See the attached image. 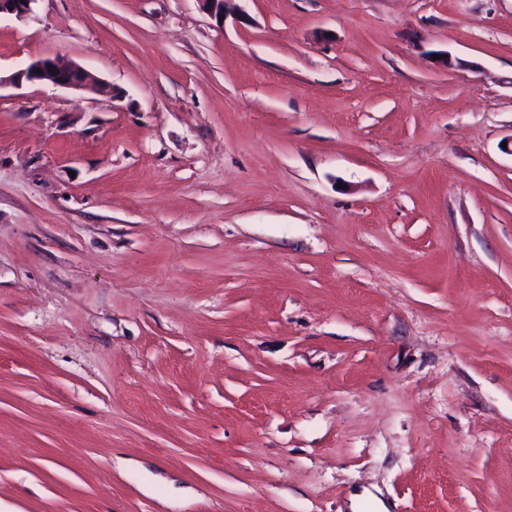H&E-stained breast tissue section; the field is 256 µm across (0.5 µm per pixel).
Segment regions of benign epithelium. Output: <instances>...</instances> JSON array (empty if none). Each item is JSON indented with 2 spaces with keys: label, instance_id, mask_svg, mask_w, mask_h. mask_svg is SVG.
<instances>
[{
  "label": "benign epithelium",
  "instance_id": "7a95c632",
  "mask_svg": "<svg viewBox=\"0 0 512 512\" xmlns=\"http://www.w3.org/2000/svg\"><path fill=\"white\" fill-rule=\"evenodd\" d=\"M34 2L35 0H0V17L28 18L33 12ZM24 83L85 91L111 100L120 97L119 92L104 79L76 63H64L56 56L41 57L7 77L0 76V87L6 84L18 87Z\"/></svg>",
  "mask_w": 512,
  "mask_h": 512
}]
</instances>
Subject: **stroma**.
<instances>
[{"instance_id":"stroma-1","label":"stroma","mask_w":512,"mask_h":512,"mask_svg":"<svg viewBox=\"0 0 512 512\" xmlns=\"http://www.w3.org/2000/svg\"><path fill=\"white\" fill-rule=\"evenodd\" d=\"M47 55L122 97L0 88V512H512V0L0 19Z\"/></svg>"}]
</instances>
